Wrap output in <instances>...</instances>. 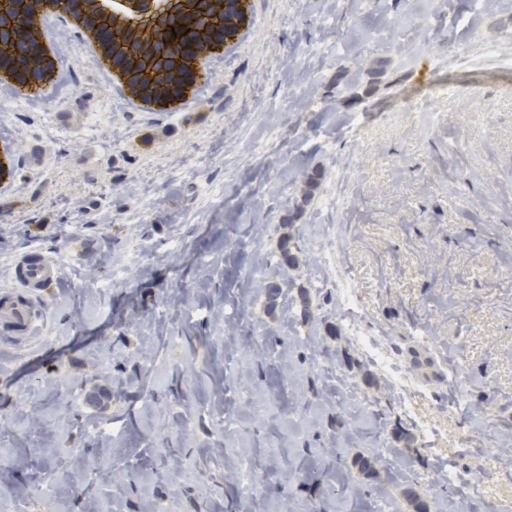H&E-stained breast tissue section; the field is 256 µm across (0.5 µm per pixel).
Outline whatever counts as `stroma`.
<instances>
[{
  "instance_id": "stroma-1",
  "label": "stroma",
  "mask_w": 512,
  "mask_h": 512,
  "mask_svg": "<svg viewBox=\"0 0 512 512\" xmlns=\"http://www.w3.org/2000/svg\"><path fill=\"white\" fill-rule=\"evenodd\" d=\"M203 65L177 112L139 109L87 52L47 95L0 88V289L28 249L59 265L35 346L0 348V512H416L392 479L412 423L344 328L341 270L367 333L439 397L417 406L435 447L404 449L429 512H481L479 484L512 499V0H254L250 38ZM285 235L299 266L270 269ZM272 275L294 286L271 310ZM418 327L434 341L415 360ZM46 461L49 505L25 481Z\"/></svg>"
}]
</instances>
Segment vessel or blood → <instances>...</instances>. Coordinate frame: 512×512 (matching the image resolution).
<instances>
[{"mask_svg":"<svg viewBox=\"0 0 512 512\" xmlns=\"http://www.w3.org/2000/svg\"><path fill=\"white\" fill-rule=\"evenodd\" d=\"M55 263L40 250L19 254L12 284L0 290V335L11 345L29 346L43 320L46 299L57 285Z\"/></svg>","mask_w":512,"mask_h":512,"instance_id":"vessel-or-blood-1","label":"vessel or blood"}]
</instances>
